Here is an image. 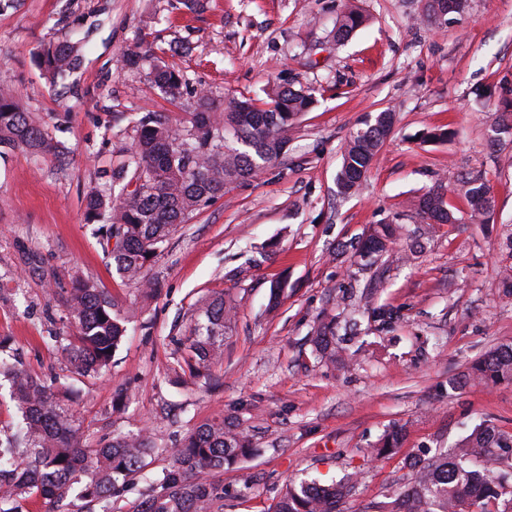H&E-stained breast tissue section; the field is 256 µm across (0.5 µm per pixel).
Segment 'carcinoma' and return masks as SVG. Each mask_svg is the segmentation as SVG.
Segmentation results:
<instances>
[{"mask_svg":"<svg viewBox=\"0 0 512 512\" xmlns=\"http://www.w3.org/2000/svg\"><path fill=\"white\" fill-rule=\"evenodd\" d=\"M465 3L424 0V15L432 21L448 6L453 12L463 11ZM363 21L356 8H347L337 22L336 38L347 37ZM80 49L79 38L44 45L37 63L45 78L55 83L69 77L81 65ZM120 63L124 68L148 66L151 82L172 101H181L187 94L184 75L140 45L126 50ZM266 95L262 102L226 97L218 104L210 92L201 90L187 103L188 119L182 123L163 113L144 116L138 122L127 164L112 173L114 179L131 173L137 188L116 198L101 190L87 195V221L106 220L105 237L114 241L116 270L143 294L158 290L147 271L179 225L222 195L226 185L253 179L286 154L295 121L313 103L312 93L288 83H274ZM393 122L394 114L382 111L375 121L365 122L351 134L337 175L343 193L355 192L390 135ZM0 147L36 157L60 160L63 156L39 120L2 95ZM459 192L467 199L474 219L490 214L494 199L485 184L465 181ZM417 211L427 225L455 221L439 190L420 197ZM400 230L395 224L376 225L355 248L357 256L374 265L388 253ZM61 302L70 327L68 343L62 348L66 361L81 377L108 368L127 336L126 317L97 283L80 276L72 279ZM236 312V300L225 293L198 301L194 326L180 339L182 371L198 375L222 361L224 332ZM313 342L325 362L348 364L334 321L320 323ZM2 379L9 384L21 421L14 432L0 438V512H25L33 497L43 499L48 512H112V503L124 497L129 484L143 477L161 452L147 431L114 436L107 442L87 440L75 424L68 394L33 376L18 361L0 357ZM464 382L512 383V344L500 346L472 366ZM401 438L400 428L385 432L374 453L394 452ZM511 449L512 434L490 423L480 425L454 455L429 459L415 467L410 485L399 494L402 512H470L474 506L480 512H512V483L509 473L500 468ZM254 452L250 436L233 417L199 426L170 452L168 467L149 481L136 512H212L214 501L221 498L213 477ZM76 484L81 505L70 508L67 499ZM354 487L350 478L329 485L291 484L272 512H338V504ZM489 503L496 509H485Z\"/></svg>","mask_w":512,"mask_h":512,"instance_id":"carcinoma-1","label":"carcinoma"}]
</instances>
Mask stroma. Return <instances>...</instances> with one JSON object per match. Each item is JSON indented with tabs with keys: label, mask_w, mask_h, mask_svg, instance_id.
Wrapping results in <instances>:
<instances>
[{
	"label": "stroma",
	"mask_w": 512,
	"mask_h": 512,
	"mask_svg": "<svg viewBox=\"0 0 512 512\" xmlns=\"http://www.w3.org/2000/svg\"><path fill=\"white\" fill-rule=\"evenodd\" d=\"M365 21L336 42L348 6ZM423 0H208L188 14L180 0H7L0 6V93L36 114L64 162L0 153V341L33 375L78 392L72 412L99 440L150 428L172 448L209 420L236 416L259 456L225 468L214 512H269L292 480L350 474L343 512L394 502L423 459L448 453L476 426L512 432V383L463 384L471 366L512 342V295L503 268L512 238V0H467L434 25ZM86 33L80 70L49 84L40 48ZM152 48L216 102L264 98L271 80L314 90L286 156L179 225L149 269L161 291L147 297L118 274L85 198L99 174L119 167L152 112L185 119L145 71L120 69L135 43ZM393 130L352 195L337 175L350 135L382 111ZM479 180L495 206L471 220L461 181ZM443 189L456 221L434 225L423 250L415 203ZM375 224H399L383 262L359 266L352 246ZM96 281L128 312V334L111 367L76 379L60 353L69 329L55 292L75 275ZM285 292L267 314L270 287ZM232 292L235 321L209 377L178 366L198 299ZM386 305L385 329L366 304ZM358 320L332 366L312 343L318 320ZM122 414L112 412L117 388ZM402 427L394 453L372 448Z\"/></svg>",
	"instance_id": "1"
}]
</instances>
